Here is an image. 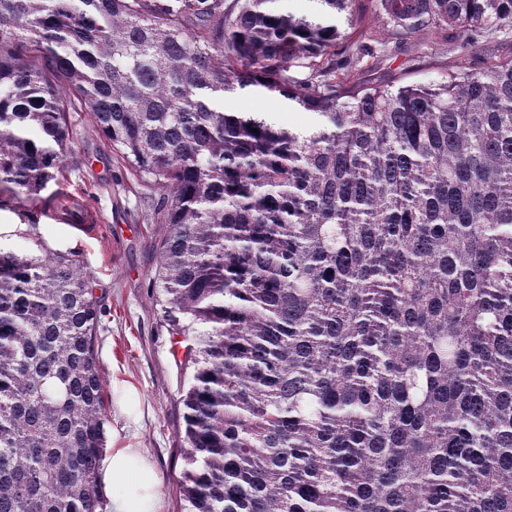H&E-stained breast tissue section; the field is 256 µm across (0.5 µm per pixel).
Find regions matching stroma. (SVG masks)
<instances>
[{
    "label": "stroma",
    "instance_id": "stroma-1",
    "mask_svg": "<svg viewBox=\"0 0 512 512\" xmlns=\"http://www.w3.org/2000/svg\"><path fill=\"white\" fill-rule=\"evenodd\" d=\"M359 30L363 42L379 57L377 64L356 67L354 78L360 84L399 78L436 83L455 70L460 60L477 67L488 53L512 55V32L499 34L494 41L475 32L463 43L452 30H431L396 41L387 38L368 10ZM229 103L237 111L269 113L286 128L314 121L312 113L256 93L231 97ZM71 123L73 153L54 190L67 193L79 220L90 217V224L80 225L79 220L69 224L42 213L36 229L30 230L23 226L24 216L2 209L0 225L13 224L17 230L0 238V249L34 256L56 248L93 275L105 308L95 352L106 391V446L146 449L161 486L163 512H183L179 480L187 450L179 437V397L189 384L190 372L172 350L149 286L162 232L161 225L151 220V204L158 193L138 182L90 113H72Z\"/></svg>",
    "mask_w": 512,
    "mask_h": 512
}]
</instances>
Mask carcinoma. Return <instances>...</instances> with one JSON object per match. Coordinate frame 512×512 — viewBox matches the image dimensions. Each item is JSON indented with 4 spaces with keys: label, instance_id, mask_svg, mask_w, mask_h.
I'll use <instances>...</instances> for the list:
<instances>
[{
    "label": "carcinoma",
    "instance_id": "1",
    "mask_svg": "<svg viewBox=\"0 0 512 512\" xmlns=\"http://www.w3.org/2000/svg\"><path fill=\"white\" fill-rule=\"evenodd\" d=\"M268 2L0 0V208L54 204L78 109L162 191L187 512H512V56L365 86L356 0ZM372 2L399 39L512 30V0ZM103 316L72 260L0 251V512H98ZM229 103L236 111L268 112L276 124L286 128L306 127L314 121L311 112L302 111L295 106L288 105V102L256 93H245L231 97Z\"/></svg>",
    "mask_w": 512,
    "mask_h": 512
}]
</instances>
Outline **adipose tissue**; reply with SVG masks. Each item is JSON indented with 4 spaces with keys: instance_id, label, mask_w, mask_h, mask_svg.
<instances>
[{
    "instance_id": "ef3b65f1",
    "label": "adipose tissue",
    "mask_w": 512,
    "mask_h": 512,
    "mask_svg": "<svg viewBox=\"0 0 512 512\" xmlns=\"http://www.w3.org/2000/svg\"><path fill=\"white\" fill-rule=\"evenodd\" d=\"M102 468L104 485L113 489L107 512H161V493L144 449H112Z\"/></svg>"
}]
</instances>
